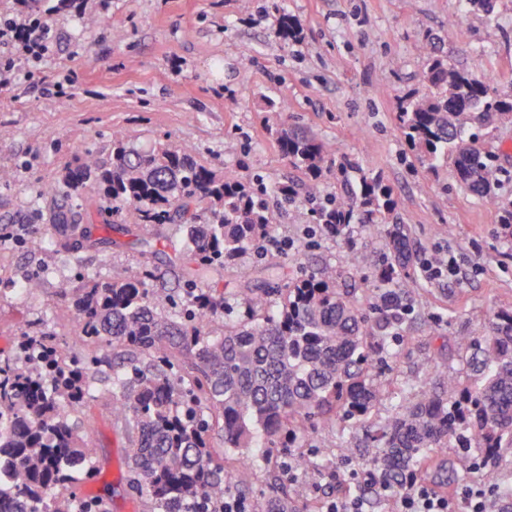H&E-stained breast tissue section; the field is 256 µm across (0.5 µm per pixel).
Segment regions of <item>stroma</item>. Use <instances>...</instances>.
Returning a JSON list of instances; mask_svg holds the SVG:
<instances>
[{
  "instance_id": "35a3bbf8",
  "label": "stroma",
  "mask_w": 512,
  "mask_h": 512,
  "mask_svg": "<svg viewBox=\"0 0 512 512\" xmlns=\"http://www.w3.org/2000/svg\"><path fill=\"white\" fill-rule=\"evenodd\" d=\"M58 3L28 0L57 43L0 91V168L14 175L0 185V217L11 229L38 237L37 211L49 203L44 188L84 152L109 156L119 130L138 149L188 146L201 164L266 187L274 234L288 248L256 246L226 265L219 280L225 295L247 287L244 269L268 268L290 281L333 265L341 272L339 288L374 310L381 304L375 274L386 260L384 241L359 224L347 238L315 224L307 178L282 157L259 110L263 99L284 100L288 124L330 143L337 159L381 172L394 189V220L406 229L418 265L401 284L406 315L384 331L381 378L391 389L421 378L434 363L459 373L457 337L485 333L494 310L512 309V242L496 210L461 189L452 169L435 178L412 167L395 120L401 97L420 83L423 60L415 44L426 34L439 38L450 64L512 83V0H496L492 23L466 12L462 0H86L92 26ZM284 12L301 21L296 39L273 35L272 22ZM281 182L294 185L293 201L274 193ZM124 220L128 232L112 246L77 257L24 244L0 251V264L17 274H43L40 288L25 296L15 293L14 280L0 282L1 352L16 345L29 321L71 332L73 308L58 291L76 267L112 279L141 261L158 276L177 265L165 243L181 237L179 225L146 229L129 211ZM450 253L456 274L426 278L421 262ZM82 419L93 431L96 461L114 483L111 512H153L149 496L118 482L125 438L110 401L94 398ZM340 446L335 429L306 436L302 453L326 458L314 476L289 470L279 448L268 461L242 469L252 512L284 492L297 512L349 493L363 499L365 512H393L392 500L373 486L348 481L350 470L374 467L373 457L351 458Z\"/></svg>"
}]
</instances>
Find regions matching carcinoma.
<instances>
[{
  "label": "carcinoma",
  "instance_id": "1",
  "mask_svg": "<svg viewBox=\"0 0 512 512\" xmlns=\"http://www.w3.org/2000/svg\"><path fill=\"white\" fill-rule=\"evenodd\" d=\"M299 21L281 15L276 36L294 38ZM424 58L420 85L399 105L398 128L415 161L436 173L451 165L457 183L495 206L499 223L512 224V201L495 193L499 157L484 147L499 126H512V87L486 73L461 70L439 54L430 35L417 41ZM281 155L309 180L310 193L336 175L341 193L312 209L325 228L372 224L384 235L387 258L378 282L397 284L415 259L383 176L355 161H336L329 143L286 126V106L264 103ZM92 187L109 218L96 225L84 193ZM231 171L195 162L188 147L158 143L135 149L112 132V158L86 153L46 195L42 215L54 253L90 250L126 231L114 216L128 209L139 223L180 224L181 246L192 278L181 303L149 287L143 265L108 279L80 269L61 284L73 301L75 333L88 347L78 352L54 331L26 325L14 354L0 355V506L8 512H109L104 498L83 486L103 475L80 413L94 398V380L110 366L106 352L125 361L101 390L112 401L127 440L126 481L146 491L154 512H224V495L243 460L238 448L294 447L319 422L341 434L362 432L376 449L389 486L435 465L448 484L441 448L481 469L512 449V310L493 314L487 334L463 336L458 378L432 366L410 399L396 398L380 380L381 345L388 325L370 319L336 287L341 273L328 265L286 285L245 288L229 304L206 277L240 258L271 230L263 195ZM389 402L388 415L371 417ZM224 442L213 454L211 439ZM304 474L321 471L314 455H293Z\"/></svg>",
  "mask_w": 512,
  "mask_h": 512
}]
</instances>
